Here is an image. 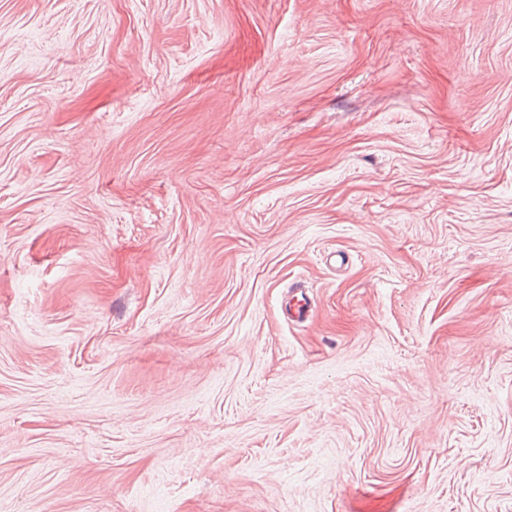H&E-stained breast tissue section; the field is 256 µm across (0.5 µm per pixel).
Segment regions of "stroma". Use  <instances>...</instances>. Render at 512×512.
Listing matches in <instances>:
<instances>
[{
	"label": "stroma",
	"mask_w": 512,
	"mask_h": 512,
	"mask_svg": "<svg viewBox=\"0 0 512 512\" xmlns=\"http://www.w3.org/2000/svg\"><path fill=\"white\" fill-rule=\"evenodd\" d=\"M0 512H512V0H0Z\"/></svg>",
	"instance_id": "35a3bbf8"
}]
</instances>
